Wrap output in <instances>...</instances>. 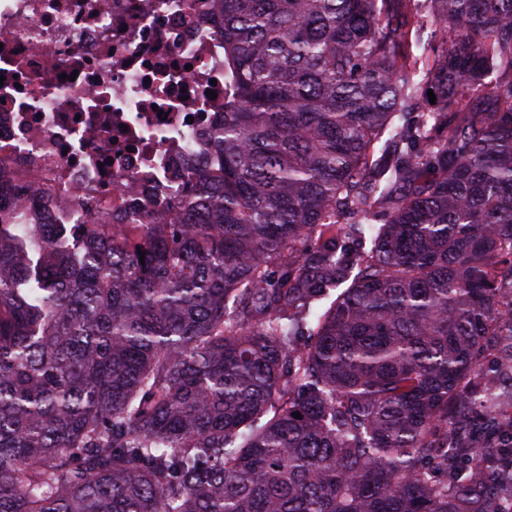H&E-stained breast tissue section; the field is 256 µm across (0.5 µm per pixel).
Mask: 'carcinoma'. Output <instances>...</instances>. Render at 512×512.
Returning a JSON list of instances; mask_svg holds the SVG:
<instances>
[{
	"label": "carcinoma",
	"mask_w": 512,
	"mask_h": 512,
	"mask_svg": "<svg viewBox=\"0 0 512 512\" xmlns=\"http://www.w3.org/2000/svg\"><path fill=\"white\" fill-rule=\"evenodd\" d=\"M222 4L173 223L0 206V512H501L512 0Z\"/></svg>",
	"instance_id": "1"
}]
</instances>
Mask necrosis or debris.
<instances>
[{"instance_id":"necrosis-or-debris-1","label":"necrosis or debris","mask_w":512,"mask_h":512,"mask_svg":"<svg viewBox=\"0 0 512 512\" xmlns=\"http://www.w3.org/2000/svg\"><path fill=\"white\" fill-rule=\"evenodd\" d=\"M219 0H0V205L167 221L224 120Z\"/></svg>"}]
</instances>
